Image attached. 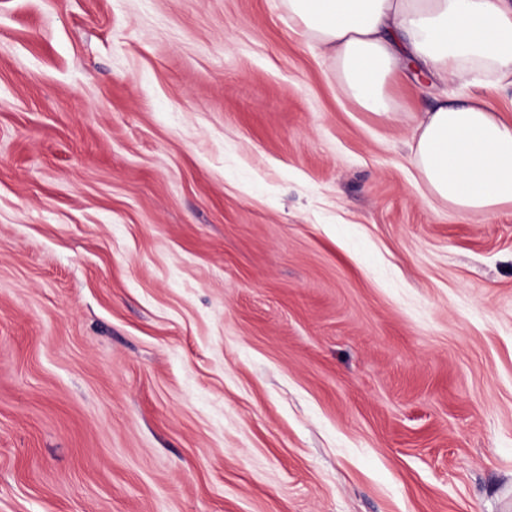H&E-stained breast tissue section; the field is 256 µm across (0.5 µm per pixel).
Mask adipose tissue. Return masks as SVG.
Here are the masks:
<instances>
[{
  "label": "adipose tissue",
  "instance_id": "adipose-tissue-1",
  "mask_svg": "<svg viewBox=\"0 0 512 512\" xmlns=\"http://www.w3.org/2000/svg\"><path fill=\"white\" fill-rule=\"evenodd\" d=\"M364 109L394 119L386 89L408 64L434 79L512 86V0H283ZM409 161L430 195L490 215L512 207V123L478 95L441 92L420 114Z\"/></svg>",
  "mask_w": 512,
  "mask_h": 512
}]
</instances>
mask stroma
<instances>
[{"label":"stroma","mask_w":512,"mask_h":512,"mask_svg":"<svg viewBox=\"0 0 512 512\" xmlns=\"http://www.w3.org/2000/svg\"><path fill=\"white\" fill-rule=\"evenodd\" d=\"M389 94L282 0H0V512H512V208Z\"/></svg>","instance_id":"35a3bbf8"}]
</instances>
